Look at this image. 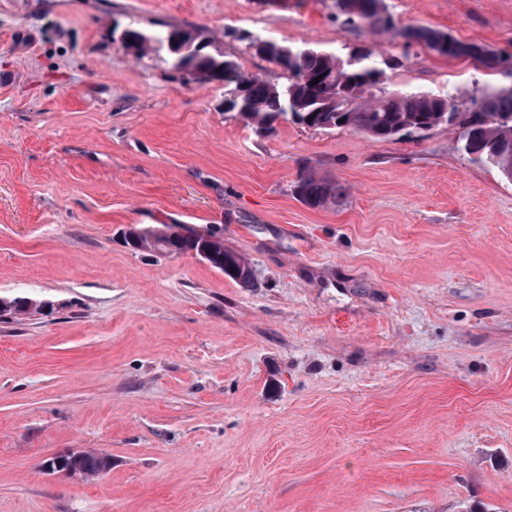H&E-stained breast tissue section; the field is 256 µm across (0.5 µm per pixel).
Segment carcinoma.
<instances>
[{
    "instance_id": "obj_1",
    "label": "carcinoma",
    "mask_w": 512,
    "mask_h": 512,
    "mask_svg": "<svg viewBox=\"0 0 512 512\" xmlns=\"http://www.w3.org/2000/svg\"><path fill=\"white\" fill-rule=\"evenodd\" d=\"M336 19L350 26H365L375 33H391L405 40V45L417 44L440 56L470 57L487 68L496 69L504 60L492 49L464 43L449 32L429 27H401L388 11L384 0H336ZM181 29L168 24L163 31L147 34L137 28L126 31L128 43L142 56L158 49L168 35ZM262 57L279 68L285 78L275 83L265 77L247 74L236 61L222 53L201 51L193 64L224 67L225 79L244 86L246 106L240 118L264 134L280 120L325 130L348 129L381 140H397L403 136L421 137L440 126L448 125V113L458 112L459 139L462 151L473 162L486 164L506 179L512 178V88L489 90L467 102H457L450 95L435 97L420 92L388 94L374 91L384 70L376 66L374 52L362 50L351 55L350 62L337 70L335 56L311 47H283L273 42ZM317 83H312L316 77ZM297 197L311 208H321L345 194L338 182L319 177L310 170L301 171L296 180ZM149 245V251L165 255L171 249L188 251L210 240L224 242L222 234L184 233L175 225ZM224 256L233 261L235 271L229 277L244 286L251 284L252 274L247 259L232 250ZM109 457L97 450H84L48 461L56 471L83 481L108 469Z\"/></svg>"
}]
</instances>
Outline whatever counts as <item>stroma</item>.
Returning a JSON list of instances; mask_svg holds the SVG:
<instances>
[{
  "instance_id": "stroma-1",
  "label": "stroma",
  "mask_w": 512,
  "mask_h": 512,
  "mask_svg": "<svg viewBox=\"0 0 512 512\" xmlns=\"http://www.w3.org/2000/svg\"><path fill=\"white\" fill-rule=\"evenodd\" d=\"M401 26L512 57V0H385ZM336 0H0V512H512V181L458 133L258 134L224 88L118 42L198 29L391 60L467 99L504 69L337 21ZM339 202L297 200L301 168ZM220 232L253 284L132 249ZM84 482L45 469L83 449ZM47 463V466L56 472H64L70 477L79 476V479L91 482L94 480L88 477L96 475L100 471H106L110 465V460L107 455L97 450H84L78 454L71 453L67 456L54 458ZM105 471L99 474L97 479L102 477Z\"/></svg>"
}]
</instances>
